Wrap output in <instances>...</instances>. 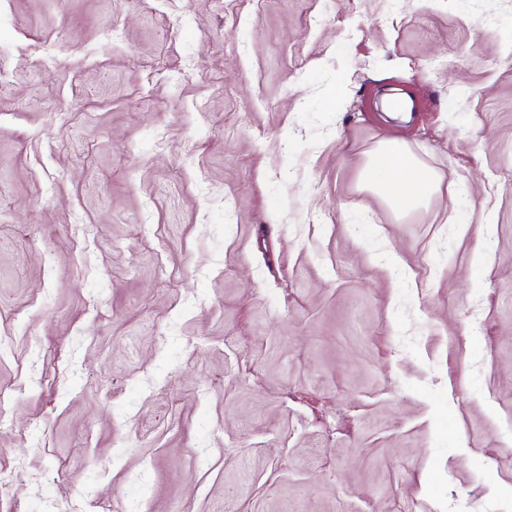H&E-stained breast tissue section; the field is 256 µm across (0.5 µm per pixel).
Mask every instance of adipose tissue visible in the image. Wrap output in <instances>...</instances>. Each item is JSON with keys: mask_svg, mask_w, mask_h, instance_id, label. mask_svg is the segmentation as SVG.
Segmentation results:
<instances>
[{"mask_svg": "<svg viewBox=\"0 0 512 512\" xmlns=\"http://www.w3.org/2000/svg\"><path fill=\"white\" fill-rule=\"evenodd\" d=\"M363 176L368 188L384 197L399 213L413 210L436 189L434 175L395 140L379 145L370 156Z\"/></svg>", "mask_w": 512, "mask_h": 512, "instance_id": "ef3b65f1", "label": "adipose tissue"}]
</instances>
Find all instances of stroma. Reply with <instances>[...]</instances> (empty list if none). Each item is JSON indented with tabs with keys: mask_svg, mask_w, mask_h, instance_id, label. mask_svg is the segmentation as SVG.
I'll return each mask as SVG.
<instances>
[{
	"mask_svg": "<svg viewBox=\"0 0 512 512\" xmlns=\"http://www.w3.org/2000/svg\"><path fill=\"white\" fill-rule=\"evenodd\" d=\"M0 470V512H512V0H0ZM363 176L368 188L384 197L398 213L413 210L436 189L434 175L396 140L379 145L365 165Z\"/></svg>",
	"mask_w": 512,
	"mask_h": 512,
	"instance_id": "1",
	"label": "stroma"
}]
</instances>
